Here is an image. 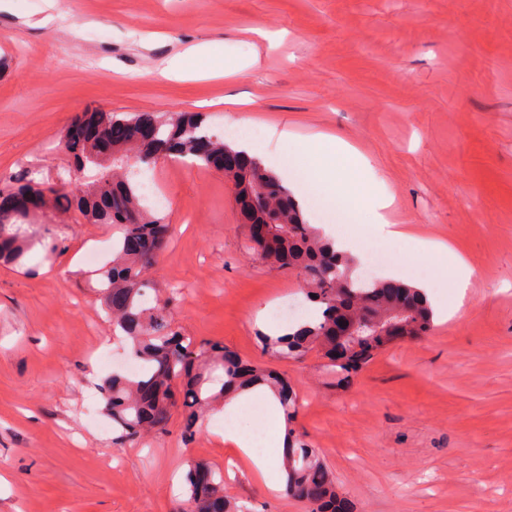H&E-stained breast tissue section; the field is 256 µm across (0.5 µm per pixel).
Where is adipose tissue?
Here are the masks:
<instances>
[{
    "instance_id": "adipose-tissue-1",
    "label": "adipose tissue",
    "mask_w": 512,
    "mask_h": 512,
    "mask_svg": "<svg viewBox=\"0 0 512 512\" xmlns=\"http://www.w3.org/2000/svg\"><path fill=\"white\" fill-rule=\"evenodd\" d=\"M278 146L285 159L300 165L310 182L320 188L326 198L340 204L342 223L324 227L326 234L335 240L337 250L358 254L364 239L385 248L401 246L404 256L396 257L388 270L389 277L394 279L406 270L405 255L434 259L451 269L457 300L465 302L473 275L470 264L451 247L424 241L412 235L408 228L393 222L390 210L394 195L356 148L333 136L302 137L285 129L278 135ZM363 212L370 214L371 222L361 230L356 223ZM223 440L235 447L239 456L248 462L254 476L263 480L269 490L283 489L285 477L280 458L259 454L252 435L229 424L224 428Z\"/></svg>"
}]
</instances>
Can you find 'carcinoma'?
I'll return each instance as SVG.
<instances>
[{
	"label": "carcinoma",
	"mask_w": 512,
	"mask_h": 512,
	"mask_svg": "<svg viewBox=\"0 0 512 512\" xmlns=\"http://www.w3.org/2000/svg\"><path fill=\"white\" fill-rule=\"evenodd\" d=\"M87 128L81 140L64 143L78 165L97 169L90 184L72 178V168L60 166L56 181L43 183V171L28 166L19 174L0 176V201L41 187L42 210L24 217L0 208V264L26 265L40 244L46 253L62 244L50 231L39 235L34 225L53 223L50 211H75L91 224H118L121 236L112 244V261L99 272L100 294L112 331L129 341V356L144 365L136 377L114 373L103 380L105 409L112 417L116 439L134 442L142 434L168 432L173 409L182 408L181 435L195 439L202 413L221 402L231 390L267 387L278 400L288 422L299 406L296 395L278 375L241 360L218 340L195 343L175 329L168 301L146 300L150 287L145 272L155 263L168 236L169 225L144 204L141 167L162 158H186L199 167L213 168L224 160V179L245 222L271 220L272 242L248 240V249L268 264L297 273L319 305V315L288 327L279 334L261 333L262 348L280 359L296 358L319 345L338 375L366 364L375 353L394 342L379 336L375 326L402 314L410 320V336L419 337L433 327L432 310L418 289L403 282L373 279L362 283L354 275L355 260L339 255L305 212L282 179L262 162L233 150L206 125L200 114L173 112H94L80 117ZM122 125L126 138L114 143L112 125ZM347 318L357 324L351 354L336 345V324ZM285 493L298 499L306 512H351L337 491L336 478L315 448L288 427L282 456ZM184 504L193 512H249L224 495V476L205 463L190 466L185 476Z\"/></svg>",
	"instance_id": "obj_1"
}]
</instances>
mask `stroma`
<instances>
[{
	"instance_id": "1",
	"label": "stroma",
	"mask_w": 512,
	"mask_h": 512,
	"mask_svg": "<svg viewBox=\"0 0 512 512\" xmlns=\"http://www.w3.org/2000/svg\"><path fill=\"white\" fill-rule=\"evenodd\" d=\"M57 13L55 25L40 18ZM191 44L198 79L160 75ZM251 66L206 77L212 58ZM203 112L213 132L249 118L343 138L395 196L392 219L446 242L472 269L460 316L376 354L338 382L319 349L265 354L256 315L307 304L295 274L246 249L230 185L165 159L146 169L164 196L169 244L148 276L178 288L174 325L284 375L296 429L357 512H512V0H0V175L55 171L73 117ZM64 246L27 269L0 266V512H176L201 461L224 492L269 512H305L256 481L224 422L276 418L219 408L184 443L179 423L134 444L87 421V387L128 362L101 306L108 224H64Z\"/></svg>"
}]
</instances>
